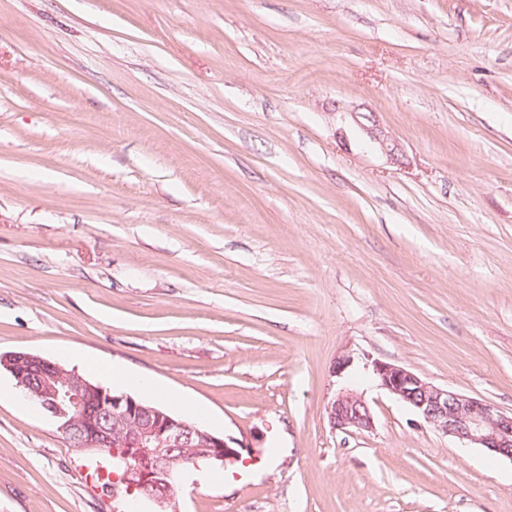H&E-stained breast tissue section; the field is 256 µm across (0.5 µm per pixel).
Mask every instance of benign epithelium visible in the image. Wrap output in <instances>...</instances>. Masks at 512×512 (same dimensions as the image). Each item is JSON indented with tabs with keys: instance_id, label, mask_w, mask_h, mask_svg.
<instances>
[{
	"instance_id": "benign-epithelium-1",
	"label": "benign epithelium",
	"mask_w": 512,
	"mask_h": 512,
	"mask_svg": "<svg viewBox=\"0 0 512 512\" xmlns=\"http://www.w3.org/2000/svg\"><path fill=\"white\" fill-rule=\"evenodd\" d=\"M336 119L357 126L364 150L398 160L397 146L370 116L338 103ZM0 361L26 395L47 412L69 447L76 451L122 448L123 459L134 461L129 472L138 478L126 482L128 493L139 489L162 509L174 504L172 463L179 461L175 452L192 448L193 460L210 463H233L239 458V452L224 437L144 406L127 393L94 384L56 362L26 352L1 354ZM370 366L377 387L407 406L428 427L457 438L469 448H485L512 461V413L436 386L395 363L375 359ZM327 414L337 430L374 428L370 406L354 389L336 394L327 404Z\"/></svg>"
}]
</instances>
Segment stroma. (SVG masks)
Returning <instances> with one entry per match:
<instances>
[{"instance_id": "1", "label": "stroma", "mask_w": 512, "mask_h": 512, "mask_svg": "<svg viewBox=\"0 0 512 512\" xmlns=\"http://www.w3.org/2000/svg\"><path fill=\"white\" fill-rule=\"evenodd\" d=\"M70 351L241 443L177 512H512L367 366L512 411V0H0V353ZM83 462L0 399V512H114ZM335 111L336 119L341 124L353 123L357 126L364 150L380 152L390 157L391 160L398 161L397 146L391 142L369 115L350 110L343 104H337ZM83 364L90 371L106 375L112 381V384H133L137 386L140 391L145 392L151 396H155L159 393L158 385L154 383L152 380L133 377L124 370L115 369L113 365H107L100 363L98 361H92L88 359H84ZM327 414L333 428L341 431L356 429L372 431L374 416L363 393L354 389L340 391L327 404Z\"/></svg>"}]
</instances>
